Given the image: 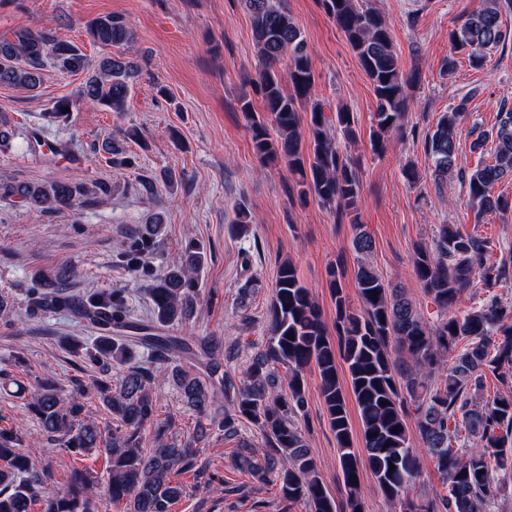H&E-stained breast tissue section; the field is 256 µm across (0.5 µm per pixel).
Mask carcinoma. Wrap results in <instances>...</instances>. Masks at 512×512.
I'll use <instances>...</instances> for the list:
<instances>
[{"label": "carcinoma", "instance_id": "obj_1", "mask_svg": "<svg viewBox=\"0 0 512 512\" xmlns=\"http://www.w3.org/2000/svg\"><path fill=\"white\" fill-rule=\"evenodd\" d=\"M251 14L253 37L261 67L253 83L263 112L252 99L239 100L254 153L263 163L282 164L296 179L298 196L310 197L342 216L357 211L361 195L360 162L340 150L337 139L356 140L354 113L346 107L327 115L314 99L315 75L300 27L284 0H244ZM501 0H486L473 17L449 36L448 74L467 56L483 64V50L505 41ZM325 12L345 36L372 81L376 98V130L370 134L375 154L385 150L384 134L400 128L410 101L412 83L400 67L385 19L368 0H322ZM93 42L112 46L133 41V30L118 15L86 23ZM51 63L62 72L87 74L73 99L62 98L50 116L65 119L81 103L123 111L140 74L139 65L124 57H104L98 63L75 43L57 38L49 29L17 26L0 41V84L27 91L41 83V70ZM289 85L291 91L284 90ZM437 183L455 172L454 115L442 116L427 136ZM93 151L128 169L138 167V155L115 139L93 145ZM492 161L476 167L467 178L470 197L482 213H505L512 202L493 193L495 185L512 178V109L498 112ZM112 192L109 184L95 190L79 184L51 182L0 184V196L16 197L31 207L57 210L91 194ZM162 220L154 217L128 238L119 261L135 277L149 283L152 316L136 320L126 290L107 288L73 292V265L32 272L26 289L28 316L62 311L95 333L90 346L75 345L72 353L104 374L119 366L116 381L93 384L112 421L99 425L84 417L86 389L79 383L66 391L54 381L36 382L28 409L40 421L47 440L68 455L97 451L108 461L104 490L123 512H172L186 495L181 474L201 473L196 448L217 428L236 433L241 419L252 422L264 438L262 453H238L233 467L247 471L262 486H277L282 501L304 505L306 512H364L359 494L360 467L375 477L378 492L388 501L403 500L421 470V453L434 461L446 493L422 502L408 501L402 512H492L498 493L512 485V395L477 402L470 393L482 391L491 372L504 378L512 369V304L491 289L512 281V252L489 262L490 241L464 234L452 224L437 228L431 245L414 251L417 285L432 299L439 314L426 322L403 288L386 284L363 256L373 249L371 237L358 234L355 281L359 305L344 293L343 272L329 269L336 307L335 333L328 331L322 311L300 280L294 265L284 263L268 309V336L237 379L224 370L209 336H170L166 330L187 324L199 301L198 272L203 249L188 245L180 257L158 273L148 261L161 241ZM483 283L490 290L480 305L464 314L459 299ZM465 342L452 366L448 352ZM185 356L189 366L171 367ZM348 373L351 395L362 425L363 448L353 447L345 392L338 364ZM315 368L336 435L339 465L346 495L333 497L324 485L310 453L309 431L300 426L307 416L306 372ZM171 375L182 401L199 420L185 440L167 443L175 427L171 417L159 420L152 384L156 373ZM414 421L419 445H414L409 421ZM398 432H392V429ZM474 438L465 452L453 447L459 431ZM395 465L389 471V465ZM51 475L33 467L22 449L18 429L0 426V512H95L98 487L89 473L75 467L62 489L48 486Z\"/></svg>", "mask_w": 512, "mask_h": 512}]
</instances>
